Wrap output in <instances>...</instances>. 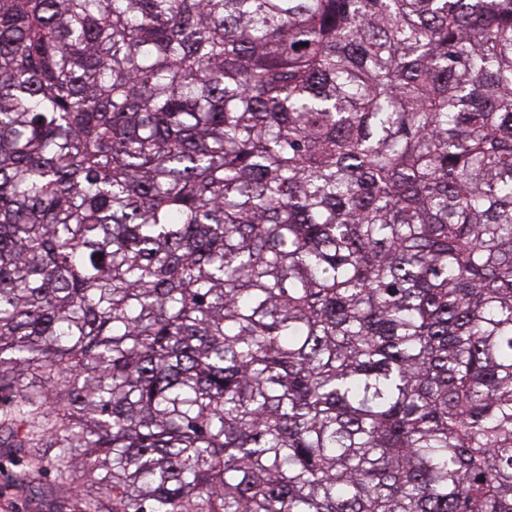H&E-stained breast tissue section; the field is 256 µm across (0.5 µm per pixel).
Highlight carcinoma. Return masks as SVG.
I'll return each mask as SVG.
<instances>
[{"label":"carcinoma","instance_id":"carcinoma-1","mask_svg":"<svg viewBox=\"0 0 512 512\" xmlns=\"http://www.w3.org/2000/svg\"><path fill=\"white\" fill-rule=\"evenodd\" d=\"M0 412L90 512H512V0H0Z\"/></svg>","mask_w":512,"mask_h":512}]
</instances>
